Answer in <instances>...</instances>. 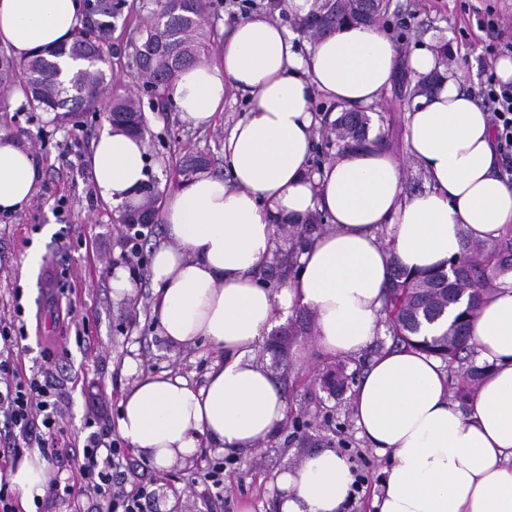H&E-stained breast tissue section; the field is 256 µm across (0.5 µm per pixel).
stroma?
Instances as JSON below:
<instances>
[{
    "label": "stroma",
    "instance_id": "35a3bbf8",
    "mask_svg": "<svg viewBox=\"0 0 512 512\" xmlns=\"http://www.w3.org/2000/svg\"><path fill=\"white\" fill-rule=\"evenodd\" d=\"M130 2L132 15L116 20L112 33V92L119 96L139 92L134 42L159 8L158 0ZM393 3L380 26L395 40L401 55L447 44L449 76L478 95L496 58L489 51V38L477 26L474 10L493 7L505 24L512 25V0ZM22 103L17 91L0 89V130L17 137L39 169L31 203L16 212H0V315L8 316L13 302H21L27 326L21 366L28 371L48 367L62 383L59 422L64 435L59 445L75 449L88 434L87 421L115 427L123 394L140 376L171 371L200 386L216 353L207 343L176 349L159 335L151 316L154 294L147 270L133 277L130 295L112 297V271L118 266L129 268L130 255L119 211L98 196L88 168L92 142L110 127L105 114H89L80 125L58 127L43 113L22 111ZM143 107L148 125L147 175L157 179L165 196L172 189L168 175L184 149L207 155L214 173H224V138L245 118L248 102L239 94H229L223 112L204 130L184 120L175 107L159 112L149 100ZM61 199L68 202L62 210L57 207ZM35 247L42 250L43 263L37 275L22 278L21 268ZM80 336L85 337V345H77ZM391 342V336H378L359 356L333 357L319 350L313 336H301L285 368L275 364L266 345H259L256 359L270 366L285 393L286 416L279 431L259 452L229 455L202 448L162 471L129 452L134 466L131 481L146 482L152 491L148 512H241L245 505L251 512H278L276 472L324 448L336 450L359 479L345 512H372L384 460L359 437L352 399L372 355ZM47 346L67 350V358L45 365L41 352ZM337 370L347 381L343 389L331 393L323 388L321 378ZM217 460L224 463L220 498L192 481Z\"/></svg>",
    "mask_w": 512,
    "mask_h": 512
}]
</instances>
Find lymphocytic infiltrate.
Returning a JSON list of instances; mask_svg holds the SVG:
<instances>
[{
    "mask_svg": "<svg viewBox=\"0 0 512 512\" xmlns=\"http://www.w3.org/2000/svg\"><path fill=\"white\" fill-rule=\"evenodd\" d=\"M482 104L490 112L501 153L512 156V83L487 77L481 90ZM21 309L10 319L0 318V416L12 440L0 452V512H15L9 465L22 449L36 448L57 459L59 474L46 489L48 501L64 500L79 508L82 497L93 496L97 512H145L144 486L127 487L121 464L126 451L102 432L91 433L81 452L59 456L54 440L60 430L57 407L61 394L45 375L23 371L18 352L27 338L19 325Z\"/></svg>",
    "mask_w": 512,
    "mask_h": 512,
    "instance_id": "f902f5d3",
    "label": "lymphocytic infiltrate"
}]
</instances>
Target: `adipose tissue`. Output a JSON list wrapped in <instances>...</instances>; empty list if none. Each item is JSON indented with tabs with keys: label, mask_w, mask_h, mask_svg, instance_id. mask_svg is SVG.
Here are the masks:
<instances>
[{
	"label": "adipose tissue",
	"mask_w": 512,
	"mask_h": 512,
	"mask_svg": "<svg viewBox=\"0 0 512 512\" xmlns=\"http://www.w3.org/2000/svg\"><path fill=\"white\" fill-rule=\"evenodd\" d=\"M79 0H0V45L23 58L69 41ZM412 80L440 70L434 50L402 60L376 26L344 25L315 39L307 55L271 16L233 24L218 64L186 67L172 97L183 118L209 127L229 90L250 108L224 142L230 179L204 175L166 200L167 240L152 255V314L176 348L208 342L218 357L206 383L148 375L120 401V436L156 469L199 448L260 450L285 419L270 370L254 358L263 336L295 310L314 312L317 342L331 356H354L379 329L392 262L424 270L458 258L466 242L496 244L512 226V183L501 173L489 112L444 80L408 108L405 150L427 186L409 194L387 150H349L311 168L313 100L348 108L377 105L400 68ZM143 139L115 130L92 145L100 198L136 203L146 180ZM39 171L12 134L0 130V211L25 207ZM322 212L329 229L304 245L296 273L279 292L255 277L274 255L277 225ZM473 336L491 371L470 412L451 399L439 358L412 348L374 357L355 388L358 433L384 458L375 512H512V273L481 300ZM52 472L39 453L10 473L22 512H31ZM355 475L336 451L310 453L277 477L279 512H343Z\"/></svg>",
	"instance_id": "1"
}]
</instances>
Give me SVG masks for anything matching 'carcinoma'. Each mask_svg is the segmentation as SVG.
I'll use <instances>...</instances> for the list:
<instances>
[{
  "mask_svg": "<svg viewBox=\"0 0 512 512\" xmlns=\"http://www.w3.org/2000/svg\"><path fill=\"white\" fill-rule=\"evenodd\" d=\"M364 0H344L339 11L326 0H314V9L299 21V28L315 34L331 33L356 18ZM210 0H161L159 11L134 43L137 76L145 77L160 92L157 108H164L183 69L208 55L211 33L206 30ZM121 12L108 0L93 6L92 17H83L71 40L56 48L33 51L23 59L0 54V86L17 89L30 112H53L54 121L74 126L89 113L107 112L112 128L144 137L148 130L141 101L133 96L105 100L112 83L106 60L112 26ZM371 116L345 111L330 125L337 152L368 146H390L385 131L368 139ZM209 158L187 154L175 165V181L182 184L208 172ZM138 210L149 223L159 217L158 190L154 181L140 189ZM512 271V227L491 249L480 244L441 267L413 273L394 263L386 287L384 313L392 333V345L418 348L440 358L448 366L462 360L473 348L471 323L482 294L497 276ZM489 366L471 367L457 388L467 400Z\"/></svg>",
  "mask_w": 512,
  "mask_h": 512,
  "instance_id": "obj_1",
  "label": "carcinoma"
}]
</instances>
